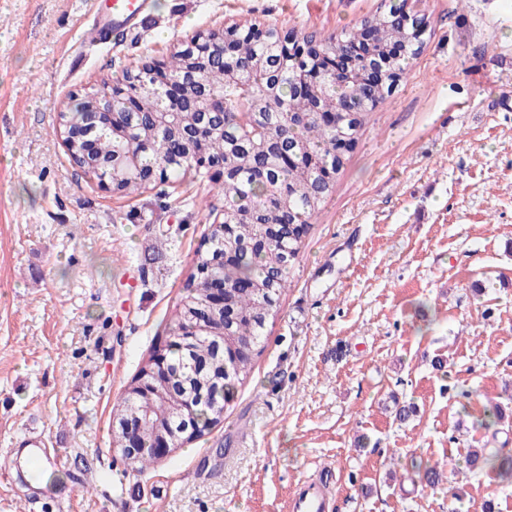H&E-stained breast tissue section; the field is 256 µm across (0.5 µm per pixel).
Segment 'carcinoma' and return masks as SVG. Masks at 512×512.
<instances>
[{
    "instance_id": "1",
    "label": "carcinoma",
    "mask_w": 512,
    "mask_h": 512,
    "mask_svg": "<svg viewBox=\"0 0 512 512\" xmlns=\"http://www.w3.org/2000/svg\"><path fill=\"white\" fill-rule=\"evenodd\" d=\"M368 26L376 32L372 57L386 60L383 81L371 85L354 73L341 84L333 77L332 60L342 52L355 50ZM425 30L424 19L409 18L403 7L392 6L363 19L359 27L348 33L324 39L304 36L308 49L300 60L275 50L268 41L256 42L244 36L239 40L238 58L262 71L259 83L226 77L220 62L210 56L199 58L186 48L175 49L164 68L168 76L179 78L196 65L201 80L224 90V111L211 114V135L182 156L163 151L167 133L154 127L152 116L166 107L168 99L151 86V79L145 74L127 71L120 84L104 79L98 88L71 97L60 112L59 132L71 159L80 167L98 165L95 173L111 181L117 192L164 184L190 172L201 174L207 169L205 161L209 158L224 157V220L229 222L231 232L223 237L216 228L199 245L169 326V335L174 339L183 331L195 330L197 340L192 356L207 364L201 373H182L172 380L175 389L184 388L189 395L204 396L196 407L197 429L181 436L179 444L202 436L218 423L224 406L213 404V400L230 402L237 387L250 375L253 357L263 349L265 327L278 314L280 296L288 288V266L297 259L311 221L333 189V178L355 147L365 117L392 95L406 75L410 60L423 51ZM394 42L405 43L407 53L389 60L387 49ZM302 70L316 79L305 95L297 93L293 85L297 72ZM119 87L133 96L132 140H118L112 128L101 126L93 131L96 154L88 157L84 139L75 133L86 128V112L94 97ZM342 94L350 96L353 111L344 113L335 125H325L315 112L316 107L321 98L336 99ZM255 120L270 126L272 133H285L292 139L285 144L289 154L287 167L278 166L265 153L249 147L240 155L229 154L230 144L240 129ZM132 149L140 152L137 168L126 163ZM218 248L236 252V258H227L224 266L215 263L214 251ZM215 277L224 278L228 285L249 279L254 289L231 292L224 312H215L203 324L199 318L207 302L206 288ZM221 330L225 337L222 360L214 356L210 346ZM151 368L149 358L129 383L116 412L127 414L137 409L132 393ZM504 417L501 404H490L483 408L477 425L490 430ZM465 463L471 470L478 466L491 469L500 479L512 481L509 451L498 449L488 453L484 448H473L465 456ZM414 474L432 488L443 478L439 466L428 463L418 466Z\"/></svg>"
}]
</instances>
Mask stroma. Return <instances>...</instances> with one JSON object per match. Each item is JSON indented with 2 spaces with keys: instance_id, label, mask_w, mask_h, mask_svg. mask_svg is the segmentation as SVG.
I'll return each mask as SVG.
<instances>
[{
  "instance_id": "1",
  "label": "stroma",
  "mask_w": 512,
  "mask_h": 512,
  "mask_svg": "<svg viewBox=\"0 0 512 512\" xmlns=\"http://www.w3.org/2000/svg\"><path fill=\"white\" fill-rule=\"evenodd\" d=\"M427 47L370 112L288 274L252 371L205 434L132 471L112 409L168 326L224 208L207 174L126 195L69 158L70 97L233 24L323 38L389 5ZM163 22L69 67L88 0H0V512H512V483L412 461L512 450V0H152ZM450 360L447 373L432 362ZM413 403L407 422L396 405ZM58 462L21 497L29 432ZM292 512H327L328 504L321 490L309 481L301 483L292 500Z\"/></svg>"
}]
</instances>
